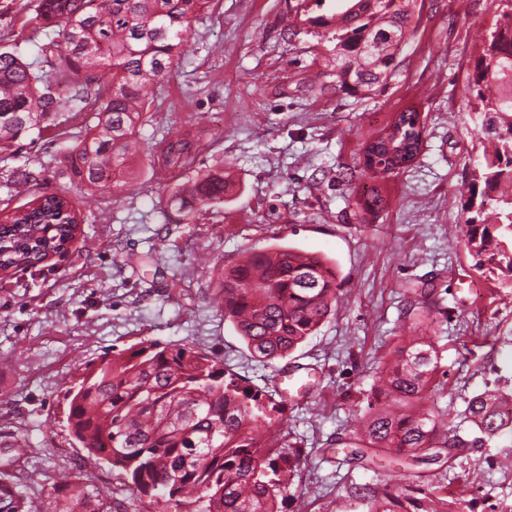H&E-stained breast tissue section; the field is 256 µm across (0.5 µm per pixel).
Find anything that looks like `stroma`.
<instances>
[{
  "label": "stroma",
  "instance_id": "stroma-1",
  "mask_svg": "<svg viewBox=\"0 0 512 512\" xmlns=\"http://www.w3.org/2000/svg\"><path fill=\"white\" fill-rule=\"evenodd\" d=\"M36 0H0V45L33 54L43 39ZM338 0H212L193 22L195 51L149 86L152 116L141 150L117 188L89 191L63 175L57 138L88 115L67 117L40 138L0 142V212L63 193L81 224L68 249L35 268L0 276V473L27 504L81 474L112 512H155L132 501L119 471L91 465L66 423L70 392L90 362L144 339L187 340L264 386L296 373L308 392L287 402L283 428L300 437L301 464L283 512H367L371 496L413 501L440 488L448 512H512V432L487 442L462 413L487 389L512 395V283L479 278L448 229L467 213L482 152L467 75L493 22V0H412L413 20L387 78L369 91L336 88L328 58ZM425 126L421 154L400 173L371 178L364 146L407 108ZM190 136L196 165L220 167L233 184L222 205L188 224L165 223L159 200L181 185L159 163L165 134ZM28 168L37 183L20 196L4 184ZM384 207L362 208L367 189ZM289 246L327 260L341 285L336 309L287 358L263 364L216 307L217 268L248 252ZM430 288L428 331L445 389L424 403L468 439L442 463L370 467L337 450L367 405L393 347L412 327V290ZM26 458L13 457L17 438Z\"/></svg>",
  "mask_w": 512,
  "mask_h": 512
}]
</instances>
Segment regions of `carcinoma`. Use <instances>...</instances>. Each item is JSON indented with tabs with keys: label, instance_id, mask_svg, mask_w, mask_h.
Masks as SVG:
<instances>
[{
	"label": "carcinoma",
	"instance_id": "obj_1",
	"mask_svg": "<svg viewBox=\"0 0 512 512\" xmlns=\"http://www.w3.org/2000/svg\"><path fill=\"white\" fill-rule=\"evenodd\" d=\"M367 2L362 18L347 26L336 53V89L356 91L379 83L400 49L410 17L408 0ZM211 0H38L36 19L47 42L34 61L14 47L0 46V138L15 139L43 129L60 111L95 110V121L63 146L65 170L90 187L126 178L136 129L150 109L143 89L168 73L182 52L184 35ZM498 3L494 22L466 94L474 97L478 131L492 143L473 178L470 216L460 242L471 269L486 280H512V0ZM411 107L399 113L404 127L392 151L420 153L423 127ZM168 168L186 172L160 213L183 224L197 211L224 202L230 184L224 168L194 166L186 138L164 139ZM372 176L385 178L398 163L377 155ZM37 181L17 169L9 183L17 194ZM3 233L18 224L75 238L78 214L59 193L41 196L3 218ZM217 307L235 325L260 362L287 357L313 334L338 300L336 270L326 259L288 246L254 251L218 269ZM438 368V351L428 336L397 346L378 387L390 403H369L363 428L338 441L340 448H386L419 463L441 459L449 448L469 444L442 428L433 410L420 405ZM497 394L484 392L467 402L465 416L485 442L512 429L501 416ZM284 404L275 387H255L220 359L189 341L147 339L98 369L87 370L72 394L67 425L73 439L96 465L105 461L127 479L134 499L148 498L158 512H281L279 502L298 474L301 449L291 433L271 431ZM24 497L0 482V512H18ZM91 501L87 486L72 476L52 487L47 512H81ZM396 495L374 498L367 512H405Z\"/></svg>",
	"mask_w": 512,
	"mask_h": 512
}]
</instances>
